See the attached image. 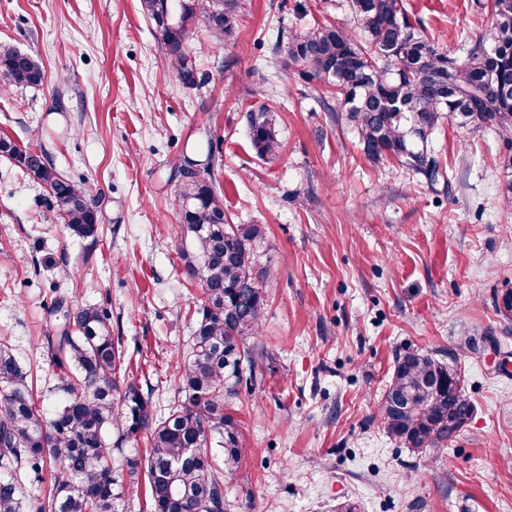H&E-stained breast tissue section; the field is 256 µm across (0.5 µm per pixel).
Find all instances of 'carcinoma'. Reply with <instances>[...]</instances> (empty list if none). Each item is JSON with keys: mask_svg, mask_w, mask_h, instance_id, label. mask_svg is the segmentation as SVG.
<instances>
[{"mask_svg": "<svg viewBox=\"0 0 512 512\" xmlns=\"http://www.w3.org/2000/svg\"><path fill=\"white\" fill-rule=\"evenodd\" d=\"M246 0H141L154 21L175 76L203 84L188 46V29L201 24L222 42L231 37ZM488 27L463 56L441 50L412 23L402 0H350L354 25L325 23L280 32L274 50L336 94L365 155L392 157L429 184L444 176L432 150V134L445 119L466 130L490 127L502 138L499 157L512 206V0H489ZM490 83L479 81L487 70ZM42 62L30 53L0 51V91L40 86ZM256 154L281 150L270 108L246 113ZM0 156L44 186L51 205L73 233L94 238L97 203L84 189L45 164L35 150L0 136ZM182 223L193 240L185 262L202 296L192 346L177 372L178 394L167 416L157 419L138 382L125 377L124 353L112 336L105 308L80 306L57 296L50 314L56 335L46 337L50 363L59 369L60 399L47 415L11 348L0 343V512H22L23 476L45 470L59 477L33 512H125V499L147 477L149 512H226L224 477L244 453L238 424L226 412L242 388L255 385L256 363L246 340L258 333L267 305L263 276L255 272L254 224H229L224 194L211 174L184 173L177 189ZM461 373L431 353L408 349L396 356L379 402L386 433L400 447L426 454L446 448L473 415ZM144 438L145 461L122 466L112 454ZM223 452L218 464L212 447Z\"/></svg>", "mask_w": 512, "mask_h": 512, "instance_id": "cac0c4a2", "label": "carcinoma"}]
</instances>
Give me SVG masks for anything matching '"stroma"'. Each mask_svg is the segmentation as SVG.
<instances>
[{"mask_svg":"<svg viewBox=\"0 0 512 512\" xmlns=\"http://www.w3.org/2000/svg\"><path fill=\"white\" fill-rule=\"evenodd\" d=\"M487 0H403L439 47L458 52ZM352 21L349 0H247L230 40L192 27L204 86L171 73L140 0H0V50L40 56L42 86L0 92V135L48 150L97 201L98 238L74 235L44 189L0 157V341L31 374L44 412L57 371L44 356L58 294L112 315L140 385L164 414L197 321L184 273L191 237L174 168L184 144L221 141L214 179L233 223L258 225L268 305L249 342L258 379L230 413L244 440L231 512H512V210L495 131L442 122L433 147L452 176L427 185L370 161L321 86L273 52L277 31ZM268 105L283 144L259 159L245 114ZM452 354L472 418L418 456L385 433L377 403L396 355Z\"/></svg>","mask_w":512,"mask_h":512,"instance_id":"obj_1","label":"stroma"}]
</instances>
